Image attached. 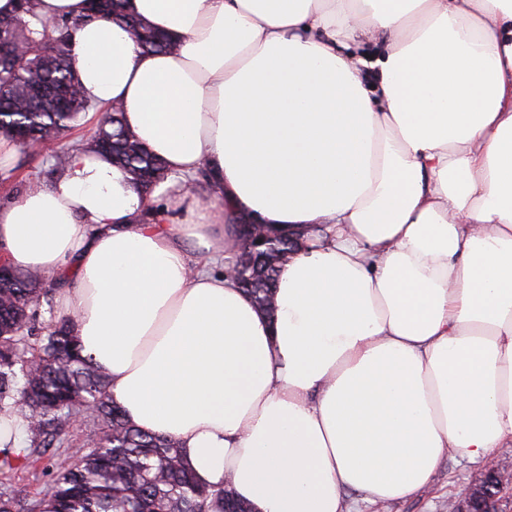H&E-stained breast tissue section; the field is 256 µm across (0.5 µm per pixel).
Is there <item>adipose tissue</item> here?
Instances as JSON below:
<instances>
[{
    "instance_id": "obj_1",
    "label": "adipose tissue",
    "mask_w": 512,
    "mask_h": 512,
    "mask_svg": "<svg viewBox=\"0 0 512 512\" xmlns=\"http://www.w3.org/2000/svg\"><path fill=\"white\" fill-rule=\"evenodd\" d=\"M86 6L35 13L76 19L84 95L168 176L143 193L76 145L0 207V261L68 280L129 421L254 512L387 505L512 447V0H128L157 53ZM236 213L319 228L274 317L216 271Z\"/></svg>"
}]
</instances>
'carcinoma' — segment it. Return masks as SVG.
Here are the masks:
<instances>
[{"instance_id":"carcinoma-1","label":"carcinoma","mask_w":512,"mask_h":512,"mask_svg":"<svg viewBox=\"0 0 512 512\" xmlns=\"http://www.w3.org/2000/svg\"><path fill=\"white\" fill-rule=\"evenodd\" d=\"M110 20L123 22L147 52L172 50L170 41L127 14L125 0H110ZM34 0L0 17V38L24 52L0 59V125L20 127L30 139L65 137L90 105L81 94L68 48L76 22L54 21L50 29L32 23ZM89 149L106 154L123 170L158 183L166 177L163 159L152 154L123 123L118 108L106 109ZM269 239L250 246L238 242L234 265L238 285L267 312L279 268L288 254V233L267 229ZM0 277V418L26 423L31 444L19 451L0 450V472L33 465L69 428L71 412L89 403L103 430L99 441L69 462L57 464L50 491L29 502L0 495V512H224L226 487L197 480L179 442L135 428L109 397L108 375L82 355L74 322L61 316L48 333H35L47 293L43 274L8 266ZM23 387L16 388L17 373Z\"/></svg>"}]
</instances>
